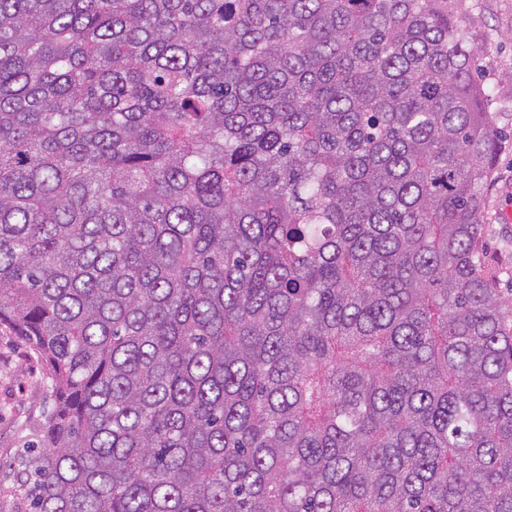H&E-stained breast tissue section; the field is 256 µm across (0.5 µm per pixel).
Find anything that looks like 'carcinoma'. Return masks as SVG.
<instances>
[{
  "label": "carcinoma",
  "mask_w": 512,
  "mask_h": 512,
  "mask_svg": "<svg viewBox=\"0 0 512 512\" xmlns=\"http://www.w3.org/2000/svg\"><path fill=\"white\" fill-rule=\"evenodd\" d=\"M448 0H0V512H512L503 142ZM484 257L500 273L498 287L508 299L512 295V148L498 157L493 179L485 192ZM47 395L43 369L25 340L0 326V464L33 439Z\"/></svg>",
  "instance_id": "obj_1"
}]
</instances>
